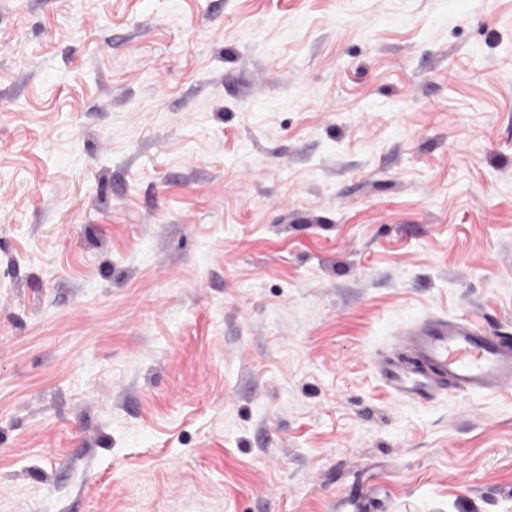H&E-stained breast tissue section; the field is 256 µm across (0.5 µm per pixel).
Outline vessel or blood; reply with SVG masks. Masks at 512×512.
<instances>
[{"label": "vessel or blood", "mask_w": 512, "mask_h": 512, "mask_svg": "<svg viewBox=\"0 0 512 512\" xmlns=\"http://www.w3.org/2000/svg\"><path fill=\"white\" fill-rule=\"evenodd\" d=\"M397 348L415 364L387 360L382 373L399 396L428 398L446 383L466 393L512 388V339L487 332L471 320L432 318L403 332Z\"/></svg>", "instance_id": "obj_1"}]
</instances>
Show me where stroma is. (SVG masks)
I'll return each instance as SVG.
<instances>
[{"label":"stroma","mask_w":512,"mask_h":512,"mask_svg":"<svg viewBox=\"0 0 512 512\" xmlns=\"http://www.w3.org/2000/svg\"><path fill=\"white\" fill-rule=\"evenodd\" d=\"M512 0H0V512H512ZM396 347L413 353L422 367L393 358L381 367L401 397L428 398L446 383L466 393L512 388V340L487 332L469 319L432 318L403 332Z\"/></svg>","instance_id":"1"}]
</instances>
